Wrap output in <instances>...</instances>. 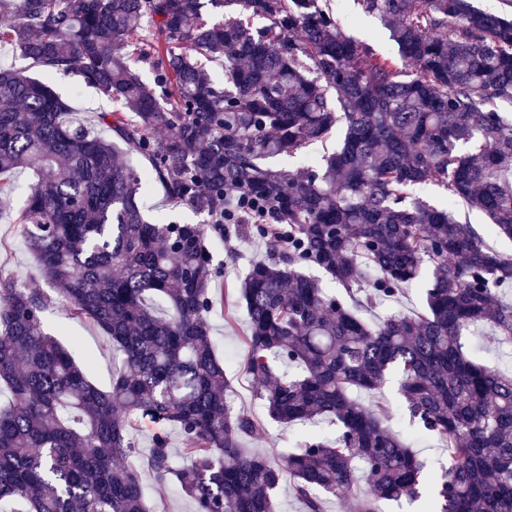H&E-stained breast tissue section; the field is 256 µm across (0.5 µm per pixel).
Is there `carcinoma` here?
<instances>
[{
	"mask_svg": "<svg viewBox=\"0 0 512 512\" xmlns=\"http://www.w3.org/2000/svg\"><path fill=\"white\" fill-rule=\"evenodd\" d=\"M9 44L47 73L76 72L122 105L99 122L70 118L44 81L0 67V199L30 169L17 224L38 277L123 354L112 386H95L44 313L52 298L0 268V512H151L135 432L159 431L147 468L174 477L197 512H277L284 478L305 512L328 496L353 512L387 500L434 512H512V371L492 369L465 337L491 327L512 347V252L462 223L463 200L512 240V19L472 0H357L383 21L393 63L344 32L331 0H7ZM269 21L263 29L251 20ZM158 69L144 83L132 60ZM224 58V84L202 60ZM342 132L319 167L285 177L266 161ZM148 159L168 199L209 221L148 218L132 156ZM448 191V207L415 195ZM242 209L226 215L229 197ZM227 216L226 224L212 220ZM263 240L269 262L233 289L248 329L242 364L282 424L336 422L305 434L277 462L248 452L258 431L225 395L207 314L224 302L208 242ZM318 268L346 302L321 287ZM428 276L422 313L376 321L361 312ZM397 377L400 410L448 454L441 473L390 426V407L364 405ZM182 436L172 459L166 429Z\"/></svg>",
	"mask_w": 512,
	"mask_h": 512,
	"instance_id": "carcinoma-1",
	"label": "carcinoma"
}]
</instances>
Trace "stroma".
Masks as SVG:
<instances>
[{
    "label": "stroma",
    "instance_id": "1",
    "mask_svg": "<svg viewBox=\"0 0 512 512\" xmlns=\"http://www.w3.org/2000/svg\"><path fill=\"white\" fill-rule=\"evenodd\" d=\"M338 15L345 21V29L357 39L367 43L376 54L397 58V46L391 40L378 17L362 12L353 0H333ZM49 83L55 93L88 121H96L99 113L117 110V103L85 86L78 76L71 73L50 75ZM34 178L30 171H19L15 176L16 190L7 209V218L0 220V267L11 272L20 284L36 288L38 259L24 243L10 216L22 210L28 186ZM147 217L163 215L179 224L203 223V215L189 206L170 203L163 187L156 182L144 184L140 191ZM213 265L219 268L216 287L225 289L221 304L215 305L208 315L211 336L220 359L224 361L227 377V399L235 408L247 410L261 425L259 435L245 439L249 452L277 460L281 451L294 447L300 436L316 430L331 437L336 433L335 424L323 420L317 424L280 425L272 422L264 404L256 396L260 387L257 380L241 368L243 338L248 323L244 309L233 293L249 268L266 261L264 244L256 239L230 236L211 242ZM47 324L52 334L64 345L71 347L75 359L82 365L88 378L100 389H108L114 372L122 368V356L110 339L88 322L77 318L63 301H55L46 312ZM144 495L152 512H196L194 501L182 493L176 481L157 483L149 472H142Z\"/></svg>",
    "mask_w": 512,
    "mask_h": 512
}]
</instances>
